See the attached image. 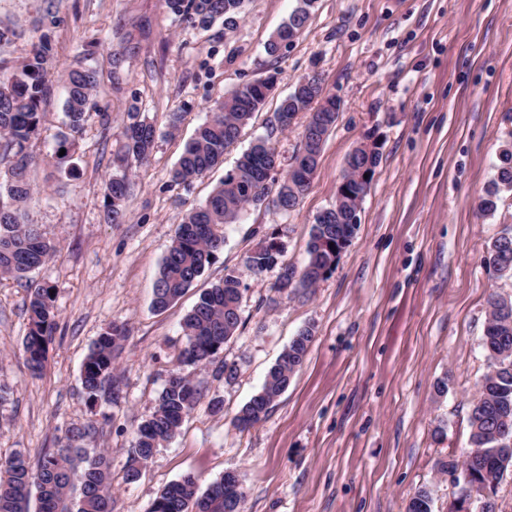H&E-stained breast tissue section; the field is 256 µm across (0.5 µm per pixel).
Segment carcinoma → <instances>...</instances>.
Here are the masks:
<instances>
[{
    "label": "carcinoma",
    "mask_w": 512,
    "mask_h": 512,
    "mask_svg": "<svg viewBox=\"0 0 512 512\" xmlns=\"http://www.w3.org/2000/svg\"><path fill=\"white\" fill-rule=\"evenodd\" d=\"M175 15L193 25L207 28L218 20L224 30L236 29L245 12L246 0H164ZM316 0H296L285 22L268 40L266 53L279 57L281 39L295 41L306 29ZM54 3H48L38 29L42 33L32 42L25 59L16 67L0 61V276L30 281L29 273L41 266L54 245L41 229L19 221L18 204L30 194L28 173L34 161L30 142L39 133L42 105L51 97V70L54 49L43 28L58 25ZM276 75L247 83L210 107V118L200 125L187 142L178 162L170 171V183L188 187L224 161V153L234 146L243 130L254 120L272 92ZM99 85L94 68L73 69L65 79L64 103L67 132L58 149L70 151L90 117L93 93ZM307 114L299 148L287 158L273 142L276 131L290 128L297 116ZM336 97L326 93L319 74L298 78L274 116L267 135L257 138L237 158L234 167L215 185L206 200L190 208L178 225L174 240L163 258L154 289V307L162 310L181 298L224 247V225L237 224L250 209L269 204L282 211L295 210L315 177L323 145L336 125ZM124 157L139 160L150 157L156 128L136 117L125 126ZM280 169L282 177L272 173ZM131 180L122 165L105 185L107 217L113 224L124 221V203ZM362 187L354 183L353 192L332 204L331 215L318 214L306 243V260L297 268L284 260L285 247L275 233L262 236L249 249L245 265L259 275L274 267L280 274L274 284L279 293L305 295L336 267L341 251L357 228L347 223L350 212L363 201ZM512 191V148L500 154L496 178L478 203L479 211L492 216L497 211L501 192ZM484 262L496 273L512 279V238L495 239ZM245 286L239 274L229 271L204 292L185 316L182 324L186 345L178 366L167 374L157 407L136 431L124 479L135 482L142 468L165 443L181 429L185 419L200 401L201 394L183 367H205L214 363L224 343L236 335L241 324V302ZM28 332L23 342L29 368H42L46 343L56 326L53 294L46 285H29ZM127 336L123 326L112 325L99 336L87 354L81 370V383L88 399L109 395L120 397L116 372V352ZM313 329L295 336L269 369L260 391L235 418L239 430H247L267 416L273 403L288 388L304 363L313 341ZM483 346L491 371L479 384L469 412L470 480L461 497L482 499V491L499 484L512 471V297L492 293L488 298ZM91 427H72L64 444L31 463L17 452L0 458V512H29L32 492H37L39 512H114L110 455L100 451L74 464V444L92 434ZM80 484L81 496L73 502L69 494ZM243 492L224 495V479L200 490L195 477L188 475L166 485L155 498L149 512H242ZM407 512H433L432 497L425 487L418 489L407 504Z\"/></svg>",
    "instance_id": "cac0c4a2"
}]
</instances>
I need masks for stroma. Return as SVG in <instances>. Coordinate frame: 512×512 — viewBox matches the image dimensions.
<instances>
[{
  "label": "stroma",
  "instance_id": "obj_1",
  "mask_svg": "<svg viewBox=\"0 0 512 512\" xmlns=\"http://www.w3.org/2000/svg\"><path fill=\"white\" fill-rule=\"evenodd\" d=\"M44 0H0V20L19 36L0 59L27 55ZM295 0H249L233 33L172 14L163 0H59L54 30L55 91L31 151L30 197L21 220L57 244L31 278L52 286L56 330L41 374L22 352L28 292L0 279V458L30 461L59 446L72 427L94 426L87 452L108 449L117 512H148L161 489L186 475L200 488L237 470L244 512H405L421 487L433 512H448L457 486L438 470L470 449V400L489 366L482 336L490 293L512 295L484 257L512 232V192L495 217L478 200L499 156L512 146V0H317L303 36L279 58L265 45ZM96 68L100 84L72 157H55L64 129L63 80ZM279 70L276 91L237 149L190 187L169 172L214 101ZM321 73L342 103L309 191L295 211H250L224 228V249L167 309L152 306L161 262L178 224L264 134L281 99L303 74ZM160 131L147 162L129 160L132 188L123 223L105 221L104 186L123 146L130 109ZM182 121L167 134L170 113ZM380 144V163L356 233L336 267L310 294L286 296L277 270L256 275L244 258L257 233H276L285 260L302 265L315 216L330 207L348 154ZM239 272L246 285L236 336L223 360L191 369L202 397L179 434L125 483L134 431L155 409L185 344L181 322L200 295ZM112 324L130 334L116 360L121 400L90 402L81 385L85 356ZM309 353L266 419L241 432L240 408L302 328ZM223 402L221 412L210 403Z\"/></svg>",
  "mask_w": 512,
  "mask_h": 512
}]
</instances>
